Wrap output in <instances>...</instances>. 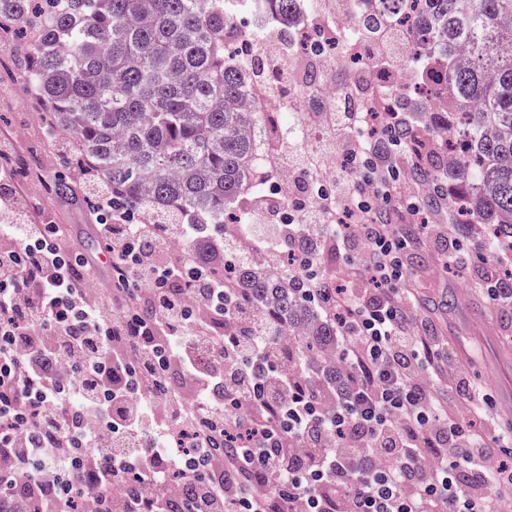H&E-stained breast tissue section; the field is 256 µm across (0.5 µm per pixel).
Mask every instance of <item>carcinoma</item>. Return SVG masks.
<instances>
[{
  "label": "carcinoma",
  "instance_id": "obj_1",
  "mask_svg": "<svg viewBox=\"0 0 512 512\" xmlns=\"http://www.w3.org/2000/svg\"><path fill=\"white\" fill-rule=\"evenodd\" d=\"M244 0H0V47L20 48L47 131L112 188V204L148 206L232 224L252 235L241 206L265 203L263 172L251 170L255 128L290 129L240 100L268 65L239 56ZM288 20L297 0H259ZM362 29L411 27L406 75L426 104L417 116L437 146L422 182L448 184L454 224H485L487 243L512 238V0H383ZM234 275L247 301L325 360L336 382V325L288 281L251 264Z\"/></svg>",
  "mask_w": 512,
  "mask_h": 512
}]
</instances>
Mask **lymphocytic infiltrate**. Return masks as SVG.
<instances>
[{"mask_svg":"<svg viewBox=\"0 0 512 512\" xmlns=\"http://www.w3.org/2000/svg\"><path fill=\"white\" fill-rule=\"evenodd\" d=\"M369 107L319 121L331 152L304 155L290 194L302 221L243 253L277 263L337 324L341 385L277 322H257L240 283L206 267L205 224H161L88 206L108 293L60 224L18 211L14 145L0 136V512H501L512 437L487 388L404 288L395 220L418 217L402 148L382 154ZM336 177L322 183L326 161ZM180 241L181 249L163 247ZM321 251L359 254L340 279H308Z\"/></svg>","mask_w":512,"mask_h":512,"instance_id":"f902f5d3","label":"lymphocytic infiltrate"}]
</instances>
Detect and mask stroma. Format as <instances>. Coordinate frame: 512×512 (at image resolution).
Here are the masks:
<instances>
[{
	"label": "stroma",
	"mask_w": 512,
	"mask_h": 512,
	"mask_svg": "<svg viewBox=\"0 0 512 512\" xmlns=\"http://www.w3.org/2000/svg\"><path fill=\"white\" fill-rule=\"evenodd\" d=\"M47 115L34 98L19 65L18 56L0 48V131L12 134L16 157L22 169L23 201L39 224H67L81 233L84 251L98 250L86 198L88 186L73 158L60 142L45 135ZM67 174L71 193L59 195L55 179ZM441 245L420 241L404 256L412 273L408 287L418 298L416 313L431 324L456 351L462 364L485 381L495 407L512 396V337L504 328V315L482 290L470 288L460 295L461 283L449 274L442 261ZM456 305H449V295Z\"/></svg>",
	"instance_id": "obj_1"
}]
</instances>
